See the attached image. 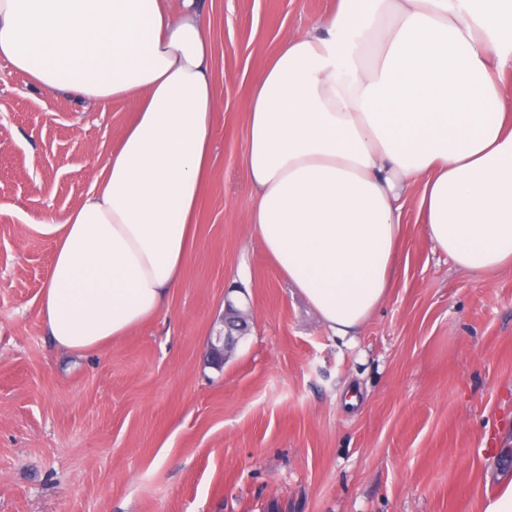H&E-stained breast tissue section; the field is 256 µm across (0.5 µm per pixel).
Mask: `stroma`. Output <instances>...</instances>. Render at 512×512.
I'll use <instances>...</instances> for the list:
<instances>
[{"instance_id":"stroma-1","label":"stroma","mask_w":512,"mask_h":512,"mask_svg":"<svg viewBox=\"0 0 512 512\" xmlns=\"http://www.w3.org/2000/svg\"><path fill=\"white\" fill-rule=\"evenodd\" d=\"M333 3L208 0L221 110L182 284L81 356L42 324L52 244L29 223L85 199L134 108L0 61V512H479L512 478V269L457 268L411 186L394 284L348 341L247 226L240 105L259 58ZM233 299L251 330L219 367Z\"/></svg>"}]
</instances>
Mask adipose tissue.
<instances>
[{
	"label": "adipose tissue",
	"mask_w": 512,
	"mask_h": 512,
	"mask_svg": "<svg viewBox=\"0 0 512 512\" xmlns=\"http://www.w3.org/2000/svg\"><path fill=\"white\" fill-rule=\"evenodd\" d=\"M205 0H0V61L135 119L84 202L37 224L40 316L68 352L111 344L181 284L219 103ZM247 222L332 335H357L398 267L406 190L466 271L512 266V0H336L259 61Z\"/></svg>",
	"instance_id": "adipose-tissue-1"
}]
</instances>
